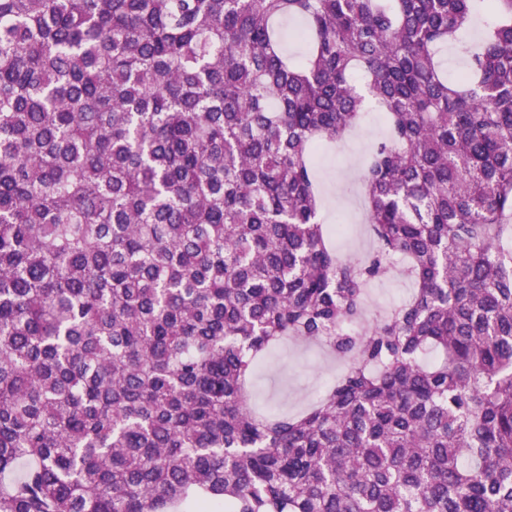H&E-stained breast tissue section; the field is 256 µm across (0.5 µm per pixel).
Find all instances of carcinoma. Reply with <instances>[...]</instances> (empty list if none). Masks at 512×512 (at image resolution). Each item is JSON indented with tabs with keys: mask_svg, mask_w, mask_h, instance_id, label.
Returning a JSON list of instances; mask_svg holds the SVG:
<instances>
[{
	"mask_svg": "<svg viewBox=\"0 0 512 512\" xmlns=\"http://www.w3.org/2000/svg\"><path fill=\"white\" fill-rule=\"evenodd\" d=\"M288 339L346 368L261 413ZM0 512H512V0H0ZM368 112L359 127L342 140L327 146L318 156L316 169L323 193L321 218L324 224H343L349 233L334 242L340 256L365 255L373 249L361 205V172L373 146L384 136L385 126ZM331 186L333 202L326 197ZM411 290V280L402 274H389L373 280L366 290L365 319L358 328H367L378 312L385 311L400 302L408 296Z\"/></svg>",
	"mask_w": 512,
	"mask_h": 512,
	"instance_id": "cac0c4a2",
	"label": "carcinoma"
}]
</instances>
